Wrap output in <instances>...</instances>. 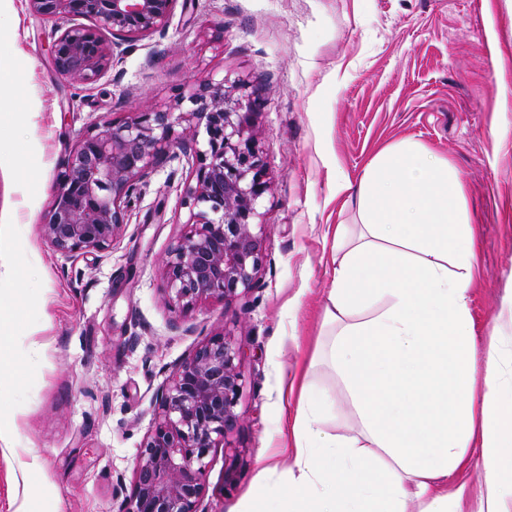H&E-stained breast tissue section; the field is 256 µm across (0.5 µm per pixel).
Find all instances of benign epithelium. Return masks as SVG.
Masks as SVG:
<instances>
[{"mask_svg":"<svg viewBox=\"0 0 512 512\" xmlns=\"http://www.w3.org/2000/svg\"><path fill=\"white\" fill-rule=\"evenodd\" d=\"M41 18L94 21L53 37L54 70L73 84L96 82L114 49L167 28L177 0H28ZM190 103L184 108V103ZM255 104L239 86L209 81L164 112L106 120L64 159L41 231L63 255L112 249L127 212L163 162L186 161L187 230L164 261L168 301L189 309L202 299L226 305L256 286L266 241L259 204L270 192L256 136ZM181 132H175V127ZM243 350L230 334L211 336L156 394L155 422L137 454L120 512H199L211 449L237 422Z\"/></svg>","mask_w":512,"mask_h":512,"instance_id":"benign-epithelium-1","label":"benign epithelium"}]
</instances>
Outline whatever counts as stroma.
I'll list each match as a JSON object with an SVG mask.
<instances>
[{
    "label": "stroma",
    "instance_id": "stroma-1",
    "mask_svg": "<svg viewBox=\"0 0 512 512\" xmlns=\"http://www.w3.org/2000/svg\"><path fill=\"white\" fill-rule=\"evenodd\" d=\"M0 161L13 180L0 210L12 226L0 250V303L10 360L0 418L20 438L0 446V512H117L137 451L154 425L156 394L173 368L220 332L245 352V382L227 445L207 457L202 512H249L291 465L288 383L307 372L335 411L323 427L359 429L323 357L332 286L326 225L355 226L340 192L380 149L418 143L447 160L465 189L477 238L470 311L478 349L498 336L512 351V84L507 0H178L168 27L124 44L94 84L49 62L51 32L28 0H0ZM242 83L258 104L259 146L272 189L258 281L231 307L168 302L163 260L185 232L190 166L159 165L110 251L67 257L46 241L59 165L102 120L168 110L188 87ZM36 452V470L21 462Z\"/></svg>",
    "mask_w": 512,
    "mask_h": 512
}]
</instances>
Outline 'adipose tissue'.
<instances>
[{"label": "adipose tissue", "mask_w": 512, "mask_h": 512, "mask_svg": "<svg viewBox=\"0 0 512 512\" xmlns=\"http://www.w3.org/2000/svg\"><path fill=\"white\" fill-rule=\"evenodd\" d=\"M340 188L356 198L362 231L353 241L346 225L326 229L328 358L360 430L325 432L311 385L291 380L293 465L251 512L277 501L285 512H405L411 502L418 512H511L512 367L496 344L476 353V240L460 180L447 161L402 143ZM373 302L374 315L356 318Z\"/></svg>", "instance_id": "obj_1"}]
</instances>
